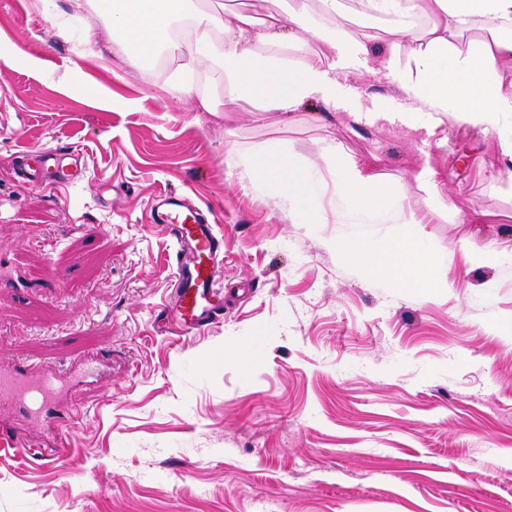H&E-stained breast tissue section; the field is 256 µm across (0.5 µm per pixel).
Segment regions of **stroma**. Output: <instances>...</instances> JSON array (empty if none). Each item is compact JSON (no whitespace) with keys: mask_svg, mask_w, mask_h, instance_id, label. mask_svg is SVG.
<instances>
[{"mask_svg":"<svg viewBox=\"0 0 512 512\" xmlns=\"http://www.w3.org/2000/svg\"><path fill=\"white\" fill-rule=\"evenodd\" d=\"M165 58L123 61L106 19L72 0H0V268L16 282L0 290V360L69 373L112 349L69 394L64 438L0 405V422L60 452L51 467L0 452V512H512V343L492 331L512 312V261L476 259L512 242V127L367 118L373 99L398 109L395 89L342 66L346 106L260 116L225 103L221 75L184 50ZM178 75L193 98L168 94ZM232 144L322 179L343 147L424 221L360 223L329 188L289 213L282 189L226 164ZM51 149L77 155V183L17 179ZM429 173L448 217L416 189ZM166 188L224 235V318L202 334L157 328L175 288L174 248L150 222ZM474 211L483 223H460ZM411 237L448 288L395 287L333 249ZM55 267L66 287H49Z\"/></svg>","mask_w":512,"mask_h":512,"instance_id":"35a3bbf8","label":"stroma"}]
</instances>
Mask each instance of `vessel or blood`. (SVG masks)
Listing matches in <instances>:
<instances>
[{"mask_svg": "<svg viewBox=\"0 0 512 512\" xmlns=\"http://www.w3.org/2000/svg\"><path fill=\"white\" fill-rule=\"evenodd\" d=\"M18 175L53 186L72 180L75 172L65 164L63 155L50 153L41 170L31 172L22 167ZM152 219L163 227L175 246L176 288L169 306L175 329L182 335L202 330L221 309L222 293L217 283L223 268L224 238L171 190L157 198ZM66 386L59 373L37 376L29 364L0 362V403L16 404L36 419L49 417L59 434L65 426L59 399Z\"/></svg>", "mask_w": 512, "mask_h": 512, "instance_id": "vessel-or-blood-1", "label": "vessel or blood"}]
</instances>
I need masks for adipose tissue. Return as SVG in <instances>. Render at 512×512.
I'll list each match as a JSON object with an SVG mask.
<instances>
[{
    "instance_id": "ef3b65f1",
    "label": "adipose tissue",
    "mask_w": 512,
    "mask_h": 512,
    "mask_svg": "<svg viewBox=\"0 0 512 512\" xmlns=\"http://www.w3.org/2000/svg\"><path fill=\"white\" fill-rule=\"evenodd\" d=\"M276 13L256 20L232 10L203 8L195 0H93L98 13L112 23L134 58L149 61L171 43L176 23L189 20L183 45L189 56L219 71L226 100L249 102L253 111L295 112L313 101L341 102L346 88L333 68L319 62L300 63L290 48L320 45L340 62L367 67L371 35L345 26L342 0H277ZM366 18L389 17L394 25L386 43L385 76L406 107L374 109L386 120L411 131L438 127L443 118L479 128L499 130L512 117V82L500 72L512 66V0H358ZM485 34L477 49L462 51L459 41L474 28ZM340 182L343 208L362 222L399 219L403 198L384 189L377 175L344 150L330 159ZM253 180L285 188L288 205L298 209L309 194L306 174L288 159L269 153L246 162ZM344 261L386 276L401 288L442 287L435 256L413 241H401L376 253L361 239L337 241Z\"/></svg>"
}]
</instances>
